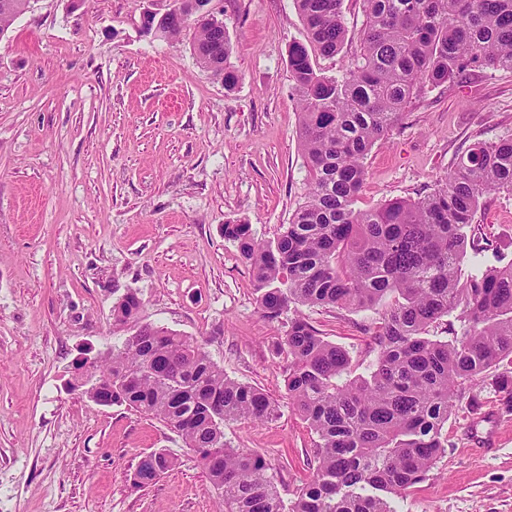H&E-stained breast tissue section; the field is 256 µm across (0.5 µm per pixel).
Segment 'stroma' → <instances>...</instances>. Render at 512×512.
<instances>
[{"label":"stroma","mask_w":512,"mask_h":512,"mask_svg":"<svg viewBox=\"0 0 512 512\" xmlns=\"http://www.w3.org/2000/svg\"><path fill=\"white\" fill-rule=\"evenodd\" d=\"M173 0H33L0 36V512H217L194 452L155 418L71 391L84 350L130 330L112 323L115 290L137 292L141 323L204 342L230 378L279 404L269 423L225 427L236 448L278 472L283 498L312 474L315 435L285 395L280 324L263 318L249 267L222 226L278 236L309 173L288 46L306 32L293 0H219L235 86L199 67L189 38L147 35L146 12ZM342 51L359 55L364 9L343 0ZM512 134V71L483 69L414 99L365 159L357 208L431 192L477 141ZM474 226L492 251L463 275L512 260V193L484 195ZM347 349L354 374L374 361L376 311L305 308ZM482 407L459 402L429 476L396 512H512V411L487 382ZM176 464L138 488L146 454Z\"/></svg>","instance_id":"obj_1"}]
</instances>
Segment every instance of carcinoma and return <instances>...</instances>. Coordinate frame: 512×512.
<instances>
[{
  "label": "carcinoma",
  "mask_w": 512,
  "mask_h": 512,
  "mask_svg": "<svg viewBox=\"0 0 512 512\" xmlns=\"http://www.w3.org/2000/svg\"><path fill=\"white\" fill-rule=\"evenodd\" d=\"M294 3L308 38L288 46L308 191L276 240H259L241 220L224 224V239L250 267L263 316L284 328L276 350L287 359L288 403L318 437L311 479L286 500L261 454L226 441L225 425L272 421L278 404L224 374L203 343L140 323L132 291L113 304L112 320L135 335L90 369L112 404L159 420L193 450L221 512H395L390 499L425 480L448 447L443 428L462 389L512 364V262L461 278L466 251L490 249L472 229L480 198L512 192V136L471 144L430 194L370 210L355 208L364 160L413 98L472 68L512 71V0H363L361 51L340 76L317 70L308 47L341 51L342 0ZM30 7L0 0V36ZM188 31L201 67L234 85L224 25L175 15L154 36L178 41ZM385 301L376 360L354 377L350 353L300 311ZM451 316L461 327L449 325L450 339L431 335ZM174 465L164 451L148 453L133 483L149 485Z\"/></svg>",
  "instance_id": "1"
}]
</instances>
